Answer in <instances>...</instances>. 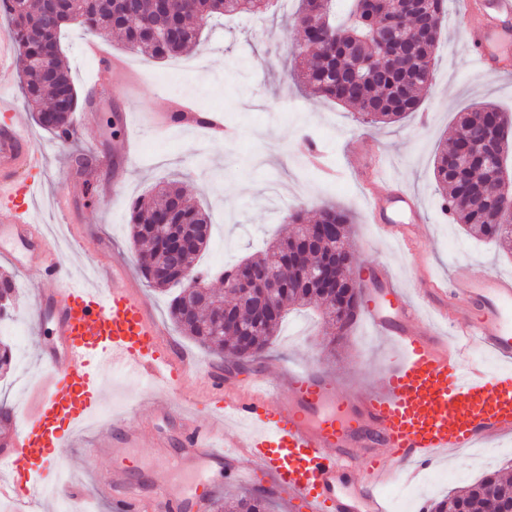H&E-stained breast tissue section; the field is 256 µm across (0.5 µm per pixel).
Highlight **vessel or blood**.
Instances as JSON below:
<instances>
[{"mask_svg":"<svg viewBox=\"0 0 512 512\" xmlns=\"http://www.w3.org/2000/svg\"><path fill=\"white\" fill-rule=\"evenodd\" d=\"M459 26L469 36L497 32L512 36V0H480L478 12L463 10ZM161 123L203 125L214 137L225 135L217 119L199 120L184 105L160 113ZM36 152L10 105L0 101V182L8 181L9 217L0 225V257L17 268L36 267L45 289L41 317L31 329L53 326L39 354L43 382L30 398L25 422L0 417V501L12 512H48L44 485L10 478L14 455L37 461L39 471L61 466L56 449L97 413L104 393L102 362L121 366L149 388L137 410L152 418L172 414L175 435L155 437L161 454L177 447L183 465H214L250 457L254 465L240 478L268 477L294 512H388L383 492L408 484L419 471L472 448L494 450L512 437V274L478 270L440 282L427 278L421 300L407 299L385 263L364 276L363 316L375 336L395 355L383 384L360 395L308 367L285 368L275 378L256 374L247 393L224 397V374H208L210 397L221 412L207 421L194 418L192 400L161 407L160 397L195 368L188 356L160 340L136 285L122 275L97 271L98 286L76 281L62 267L56 243L33 223L29 202L39 178L20 173ZM372 165L378 191L368 193V213L387 237L404 249L415 244L423 209L415 195L396 189L380 159L352 153L350 166ZM428 305L450 318L448 334L418 326L419 307ZM490 358L479 364L477 355ZM141 443L137 430L105 429L96 441L113 461L104 480L57 484L67 512H87L91 501H107L110 512H192L193 497L166 482L150 489L134 485L126 464Z\"/></svg>","mask_w":512,"mask_h":512,"instance_id":"1","label":"vessel or blood"}]
</instances>
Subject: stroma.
<instances>
[{
	"label": "stroma",
	"instance_id": "1",
	"mask_svg": "<svg viewBox=\"0 0 512 512\" xmlns=\"http://www.w3.org/2000/svg\"><path fill=\"white\" fill-rule=\"evenodd\" d=\"M297 6L298 0H281L278 10L259 17L242 14L208 22L198 45L165 61L133 52L125 47L120 34H111L103 38V50L125 60L135 72L118 94L112 90L111 72L99 70L95 56L85 49L88 32L78 23L69 24L61 42L77 90L92 93L95 100L99 124L91 137L77 124L69 142L59 143L36 125L24 103L20 81H12L6 88L17 121L40 149L36 165L46 171L33 211L35 223H60L55 201L64 196L69 200L75 230L84 239L85 255L64 254L71 274L98 261L140 280L129 237L128 203L149 193L156 184L173 180L212 217L213 240L202 259L206 266L218 254L227 265L260 255L267 239L287 232V215L298 206H305L308 220L313 221L319 206L334 205L349 211L353 218L351 244L356 268L367 270L386 261L411 299L419 297L417 269L422 263L439 278L472 269L512 273V252L476 239L444 218L433 174L437 148L455 132L459 113L481 101L512 112V72L500 76L480 73L470 45L457 29L454 12L446 11L434 80L423 91L418 111L393 125L369 126L361 122L355 108L311 96L290 78L293 63L288 49L296 31L289 16ZM169 74L185 87V100L193 107L222 113L225 126L239 131L240 140L218 144L195 127H177L161 136L151 133L152 114L177 99L166 86ZM110 118L118 119L123 132L139 131L143 141L119 189L113 188L110 171L99 164L103 158L118 164L125 161L124 139L113 136L106 124ZM310 141L323 151V167L308 164L304 146ZM352 142L364 153L383 154L388 176L419 199L426 220L417 228L416 252L398 250L381 239L376 225L371 224L363 188L346 164ZM77 153L92 158L91 173L74 169L71 157ZM0 272L15 278L18 297L9 323L22 336L21 345L14 348L12 372L0 378V404L18 408L38 374L39 346L29 321L41 283L2 260ZM141 291L167 341L200 363L199 369L170 391L166 404L179 405L187 394H205L207 373L219 364V357L178 332L168 318L169 296L146 285ZM393 355V348L374 337L360 317L346 340L328 345L320 311L304 307L288 313L263 357L246 363L241 373L246 376L263 370L272 378L278 367L309 363L340 388L363 393L380 385ZM92 441L88 432L62 451L76 481H86L111 467L108 459L92 458ZM251 466V460L241 456L221 467L178 472L174 478L189 490H200L203 498L221 499L248 492V485L238 481L235 473ZM493 470L503 475L512 471V438L500 440L494 452L474 448L457 461L437 465L435 471L442 480L425 489L414 512H425L428 502Z\"/></svg>",
	"mask_w": 512,
	"mask_h": 512
}]
</instances>
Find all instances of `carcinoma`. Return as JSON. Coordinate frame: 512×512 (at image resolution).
<instances>
[{
    "instance_id": "carcinoma-1",
    "label": "carcinoma",
    "mask_w": 512,
    "mask_h": 512,
    "mask_svg": "<svg viewBox=\"0 0 512 512\" xmlns=\"http://www.w3.org/2000/svg\"><path fill=\"white\" fill-rule=\"evenodd\" d=\"M273 0H170L169 14L155 22L173 23L175 36L160 38L144 22L153 13L152 0H64L61 23H41L44 0H0V14L7 20L5 33L17 48L22 94L34 112L37 125L58 141L68 140L74 115L92 93L79 96L63 55L61 32L76 21L90 32L99 27L118 30L126 46L156 60L181 54L200 41V22L214 17L268 9ZM336 0H302L294 19L298 38L292 46L294 70L310 92L339 104L355 106L367 125L395 123L417 111L422 91L433 82L435 52L442 37L441 16L447 0H352L347 19L334 20ZM458 126L476 134L481 129L500 132L512 128V117L492 103H478L461 114ZM458 142L443 148L434 159V179L440 192L441 209L449 220L468 233L496 241H512V231L499 227L503 217L499 195L491 188V168L485 159L463 164L452 160ZM292 232L275 240L265 257L246 264L257 268L288 267V282L277 295V311L253 322L235 290L227 288L204 295H187L179 290L170 300L171 320L183 335L217 353L232 354L253 361L266 350L278 326L294 306L319 304L325 308L324 324L334 329V337L347 335L352 323H343L360 306L359 292L335 294L303 278V271L324 259L311 242L318 225L339 226L349 237L348 214L334 206L321 208L320 218L304 222L303 209L288 215ZM184 224L186 233L201 241V247L183 253L180 265L168 263L167 251L158 246L164 229L154 224ZM130 234L144 247L139 267L147 282L157 288L178 286L179 267L201 269L195 262L206 249L211 222L206 210L187 198L180 187L166 183L148 197L130 202ZM12 277L0 274V319L10 316L3 309L13 306ZM217 307L244 325L241 335L216 324ZM271 502L262 492L211 503L212 512H270ZM429 512H512V478L494 473L460 486L452 495L431 502Z\"/></svg>"
}]
</instances>
